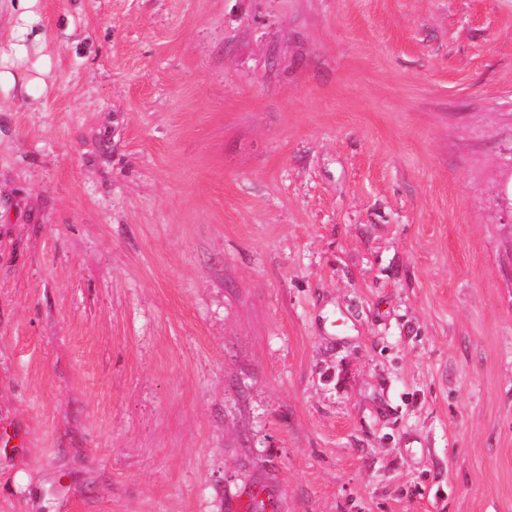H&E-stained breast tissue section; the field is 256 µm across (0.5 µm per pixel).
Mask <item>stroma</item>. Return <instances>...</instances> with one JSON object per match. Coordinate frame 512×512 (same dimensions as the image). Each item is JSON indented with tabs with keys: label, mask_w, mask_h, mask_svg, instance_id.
<instances>
[{
	"label": "stroma",
	"mask_w": 512,
	"mask_h": 512,
	"mask_svg": "<svg viewBox=\"0 0 512 512\" xmlns=\"http://www.w3.org/2000/svg\"><path fill=\"white\" fill-rule=\"evenodd\" d=\"M40 15L0 512H512V0Z\"/></svg>",
	"instance_id": "obj_1"
}]
</instances>
